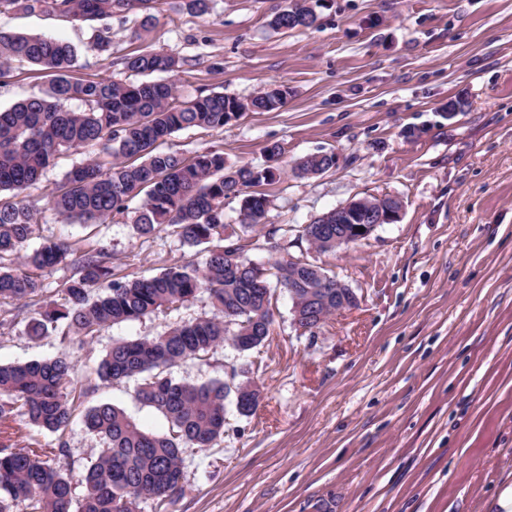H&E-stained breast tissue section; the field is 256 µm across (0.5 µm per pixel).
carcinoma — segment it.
Listing matches in <instances>:
<instances>
[{
  "label": "carcinoma",
  "instance_id": "1",
  "mask_svg": "<svg viewBox=\"0 0 512 512\" xmlns=\"http://www.w3.org/2000/svg\"><path fill=\"white\" fill-rule=\"evenodd\" d=\"M156 0H0V12L47 11L83 20L106 21L117 12L138 8L151 18ZM317 15L306 0H291L275 12L269 26L275 31L311 29ZM90 48L110 53V27L94 30ZM76 48L52 37L0 31V77L15 60L51 73L42 96H34L0 110V304L16 305L11 320L34 308L27 329L34 338L65 322L62 342L76 336L85 342L104 327L140 321L178 311L197 295L208 296L211 317L180 321L157 336H143L112 344L96 369L107 384L138 382L139 402L162 414L170 424L163 434L147 431L126 412L99 403L83 415L85 427L103 440L104 448L85 468L86 492L74 498L72 477L49 461L64 454V445L45 448L31 444L12 448L18 434L17 417L50 433L65 430L73 419L67 384L73 370L71 356L62 351L44 361L0 364V512H14L19 502L28 512H141V504H155V512L182 494L186 448L205 450L224 439L226 401L239 389L242 367L228 366L226 378L205 383L175 382L173 366L188 359H205L229 345L240 354L260 352L272 335L275 321L272 292L293 287L304 309L319 314L336 307V289L309 298L297 279L288 229L256 237L266 223L269 200L251 187L277 179L271 163L282 147H265L270 165L228 167L224 153L205 149L185 156L159 149L173 132L196 127L221 131L243 112H273L284 101L264 89L246 101L221 92H199L189 100L176 94L173 83L158 79L179 68L175 56L145 51L128 57L125 68L142 77L136 82L72 81L67 73L76 64ZM77 100L81 108L67 103ZM95 146L108 157L74 164L50 199L51 209L79 224L124 221L128 203H141L133 229L149 238L166 228L190 248L205 246L200 263L174 264L149 278L115 277L108 248L96 241L80 245L46 238L26 253L39 209L23 193L37 184L63 152ZM336 167V154L305 157L295 166L301 176L322 174ZM240 200L239 220L251 239L224 237V199ZM265 250L268 262L248 252ZM69 266L76 274L61 284L62 302L47 300L42 276Z\"/></svg>",
  "mask_w": 512,
  "mask_h": 512
}]
</instances>
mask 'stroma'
I'll return each mask as SVG.
<instances>
[{
  "label": "stroma",
  "instance_id": "35a3bbf8",
  "mask_svg": "<svg viewBox=\"0 0 512 512\" xmlns=\"http://www.w3.org/2000/svg\"><path fill=\"white\" fill-rule=\"evenodd\" d=\"M285 0H210L203 15L183 0H156L113 15L112 55L90 50L89 23L40 12L0 13V30L67 41L78 50L75 79H124V58L147 50L182 66L181 97L207 89L247 100L269 84L287 87L274 112H246L223 131L189 128L165 149L214 148L231 165H261L282 147L279 181L261 184L267 228L288 225L294 255L332 271L357 294L315 335L292 324L287 291L273 297L275 324L250 378L255 414L229 410L224 440L184 451L183 494L166 512H494L492 497L512 474V0H319L316 28L288 33L268 22ZM51 77L13 63L0 79V108L44 93ZM466 101L446 118L449 99ZM335 152V169L296 177L297 161ZM87 152L72 150L28 191L41 208L34 241H103L119 273L152 276L200 261L203 247L171 231L136 235L131 223L84 226L47 204L64 172ZM393 195L400 219L355 245L311 251L301 225L351 198ZM160 314L106 328L84 346L58 333L33 338L25 322L0 325V364L69 349L78 409L111 403L143 428L164 417L142 406L133 384H96L95 370L119 339L155 336ZM234 352L174 367L178 381L224 376ZM95 390H88V383ZM28 441H65L58 463L82 497L84 469L102 440L74 417L63 434L31 425Z\"/></svg>",
  "mask_w": 512,
  "mask_h": 512
}]
</instances>
